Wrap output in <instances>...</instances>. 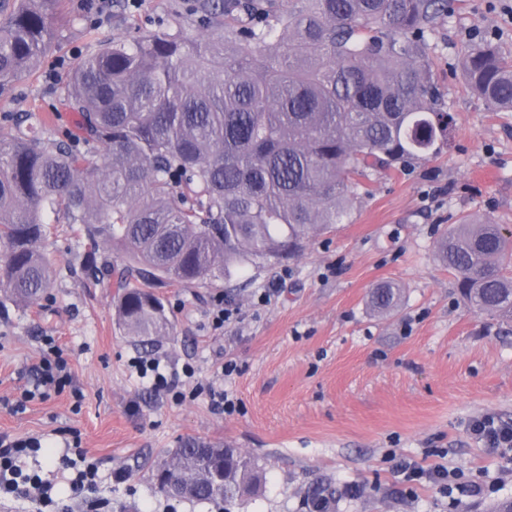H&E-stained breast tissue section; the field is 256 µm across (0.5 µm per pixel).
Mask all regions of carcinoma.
<instances>
[{
    "mask_svg": "<svg viewBox=\"0 0 512 512\" xmlns=\"http://www.w3.org/2000/svg\"><path fill=\"white\" fill-rule=\"evenodd\" d=\"M62 0H0V95L39 68L61 34ZM448 0H193L175 30L100 39L67 75L77 133L34 115L0 139V301L33 304L53 284L49 226H84L126 256L116 316L146 344L173 333L155 289L206 284L294 258L347 219L374 171L436 155L440 107L429 39ZM487 109L512 112V58L490 41L462 58ZM467 306L512 322V236L463 219L436 242ZM399 289L370 298L390 308ZM193 486L158 493L230 504L254 460L188 439L157 471Z\"/></svg>",
    "mask_w": 512,
    "mask_h": 512,
    "instance_id": "cac0c4a2",
    "label": "carcinoma"
}]
</instances>
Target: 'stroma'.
<instances>
[{
  "label": "stroma",
  "instance_id": "stroma-1",
  "mask_svg": "<svg viewBox=\"0 0 512 512\" xmlns=\"http://www.w3.org/2000/svg\"><path fill=\"white\" fill-rule=\"evenodd\" d=\"M89 5L91 21L64 30L31 76L0 96V136L23 112L47 113L52 130L74 129L59 93L91 40L122 37L130 22L176 29L186 0H63L65 14ZM492 40L512 56V0H454L430 41L434 79L453 116L441 155L372 175L351 218L310 242L300 256L204 286L162 288L171 336L146 346L119 326L115 274L83 272L78 225L55 224L44 243L56 269L48 296L0 305V433L35 437L27 470L51 482L67 512H227L214 503L176 502L152 473L187 438L237 448L265 481L228 512H306L308 489L332 491L331 512H486L512 499V459L490 453L470 424L512 426V323L474 314L434 252L441 229L464 216L512 231V112H493L465 87L468 46ZM400 288L380 314L369 294ZM276 289L264 301L268 289ZM225 302L236 313L216 327ZM58 341L71 386L14 411L34 380L45 346ZM159 360L183 400L155 391L138 361ZM235 366L225 374V363ZM223 390L234 412L215 409ZM78 442L100 463L96 491L74 492L60 457ZM460 468L493 491L460 492V507L434 486H407L400 463Z\"/></svg>",
  "mask_w": 512,
  "mask_h": 512
}]
</instances>
